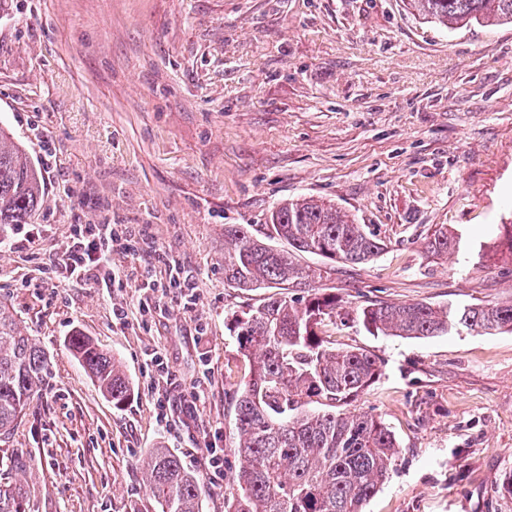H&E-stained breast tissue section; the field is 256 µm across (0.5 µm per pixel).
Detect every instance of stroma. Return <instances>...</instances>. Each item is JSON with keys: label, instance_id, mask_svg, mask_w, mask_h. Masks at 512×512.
Listing matches in <instances>:
<instances>
[{"label": "stroma", "instance_id": "35a3bbf8", "mask_svg": "<svg viewBox=\"0 0 512 512\" xmlns=\"http://www.w3.org/2000/svg\"><path fill=\"white\" fill-rule=\"evenodd\" d=\"M0 128L43 171L31 223L0 248V301L47 354L39 394L0 439L24 512H157L151 449L204 482L224 512L230 395L249 364L233 317L269 291L224 282V227L263 236L284 199L331 201L384 243L366 264L306 254L343 300L333 346L381 375L353 400L401 454L365 512H512V333L370 334L375 301L434 306L512 299V262L492 245L512 222V24L446 30L403 0H8L0 14ZM125 224L197 285L145 320L135 286L106 292L48 273L72 225ZM457 252L428 253L439 227ZM128 310L126 324L112 310ZM82 333L116 357L132 394L113 406L68 348ZM159 354L170 425L156 422ZM203 392L190 408L194 392ZM217 434L224 477L211 479Z\"/></svg>", "mask_w": 512, "mask_h": 512}]
</instances>
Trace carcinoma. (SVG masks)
Instances as JSON below:
<instances>
[{
  "label": "carcinoma",
  "instance_id": "carcinoma-1",
  "mask_svg": "<svg viewBox=\"0 0 512 512\" xmlns=\"http://www.w3.org/2000/svg\"><path fill=\"white\" fill-rule=\"evenodd\" d=\"M422 19L445 29L512 23V0H408ZM42 196V177L22 145L0 131V245L7 229L27 224ZM276 249L243 224L224 225V282L234 288H279L237 315L229 331L250 364L248 379L231 394L232 445L241 460L224 489L225 512H363L401 453L378 418L347 409L381 375L370 352L328 346L319 326L341 315V301L312 286L297 256L364 264L383 243L335 205L313 197L281 202L270 214ZM458 234L441 227L425 248L446 255L459 248ZM288 288L304 295L289 298ZM357 318L372 334L421 339L461 327L470 332L512 333V300L486 305L434 307L426 303H370ZM68 345L112 404L130 394L120 362L80 333ZM49 369L46 353L27 336L11 309L0 303V435L40 391ZM146 484L158 512H202L204 487L178 455L153 449ZM0 512H24L22 495L0 488Z\"/></svg>",
  "mask_w": 512,
  "mask_h": 512
}]
</instances>
